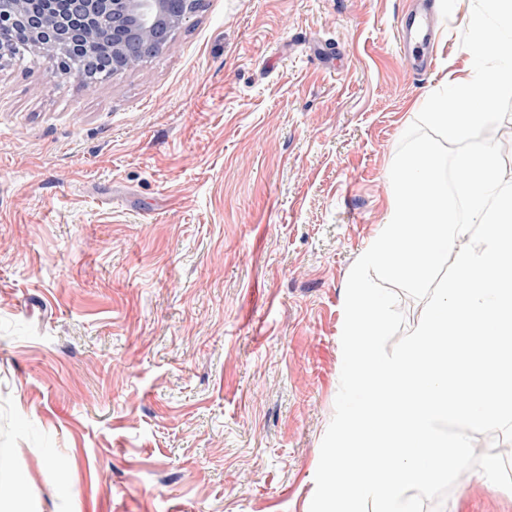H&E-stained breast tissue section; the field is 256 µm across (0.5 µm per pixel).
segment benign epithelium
I'll return each instance as SVG.
<instances>
[{
	"label": "benign epithelium",
	"instance_id": "7a95c632",
	"mask_svg": "<svg viewBox=\"0 0 512 512\" xmlns=\"http://www.w3.org/2000/svg\"><path fill=\"white\" fill-rule=\"evenodd\" d=\"M196 8L197 0H0V29H23L27 49L86 82L88 74L73 65L72 38L92 48L112 36V58L130 60L132 69L137 58L162 51Z\"/></svg>",
	"mask_w": 512,
	"mask_h": 512
}]
</instances>
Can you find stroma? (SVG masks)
Listing matches in <instances>:
<instances>
[{
	"instance_id": "35a3bbf8",
	"label": "stroma",
	"mask_w": 512,
	"mask_h": 512,
	"mask_svg": "<svg viewBox=\"0 0 512 512\" xmlns=\"http://www.w3.org/2000/svg\"><path fill=\"white\" fill-rule=\"evenodd\" d=\"M409 0H200L82 84L0 61V483L20 512H309L347 280L433 70ZM460 512H512L461 475ZM406 42L411 49L419 66L426 69L431 63V57L437 35L430 16L425 12L408 14L403 23Z\"/></svg>"
}]
</instances>
